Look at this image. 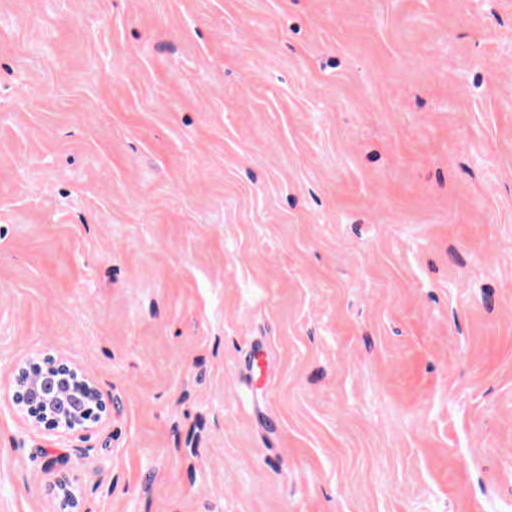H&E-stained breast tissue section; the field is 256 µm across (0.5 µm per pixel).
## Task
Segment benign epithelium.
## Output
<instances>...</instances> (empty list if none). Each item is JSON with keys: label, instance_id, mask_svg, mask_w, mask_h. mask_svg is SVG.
I'll use <instances>...</instances> for the list:
<instances>
[{"label": "benign epithelium", "instance_id": "1", "mask_svg": "<svg viewBox=\"0 0 512 512\" xmlns=\"http://www.w3.org/2000/svg\"><path fill=\"white\" fill-rule=\"evenodd\" d=\"M13 402L34 425L49 424L61 435L102 421L107 406L91 380L76 366L45 355L15 368Z\"/></svg>", "mask_w": 512, "mask_h": 512}]
</instances>
